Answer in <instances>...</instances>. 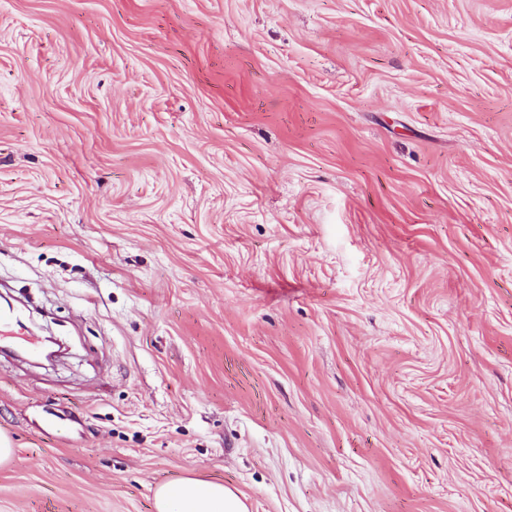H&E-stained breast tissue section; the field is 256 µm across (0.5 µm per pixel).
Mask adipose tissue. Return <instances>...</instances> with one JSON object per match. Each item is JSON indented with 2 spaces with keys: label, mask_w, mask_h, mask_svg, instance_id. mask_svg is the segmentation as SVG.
I'll use <instances>...</instances> for the list:
<instances>
[{
  "label": "adipose tissue",
  "mask_w": 512,
  "mask_h": 512,
  "mask_svg": "<svg viewBox=\"0 0 512 512\" xmlns=\"http://www.w3.org/2000/svg\"><path fill=\"white\" fill-rule=\"evenodd\" d=\"M156 512H247L240 497L224 484L182 479L155 492Z\"/></svg>",
  "instance_id": "ef3b65f1"
}]
</instances>
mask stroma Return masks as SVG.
Returning <instances> with one entry per match:
<instances>
[{"mask_svg":"<svg viewBox=\"0 0 512 512\" xmlns=\"http://www.w3.org/2000/svg\"><path fill=\"white\" fill-rule=\"evenodd\" d=\"M0 512H512V0H0ZM156 512H247L240 497L222 483L182 479L155 492Z\"/></svg>","mask_w":512,"mask_h":512,"instance_id":"obj_1","label":"stroma"}]
</instances>
